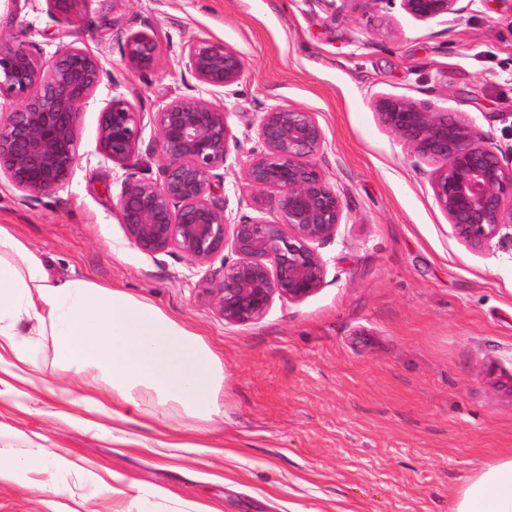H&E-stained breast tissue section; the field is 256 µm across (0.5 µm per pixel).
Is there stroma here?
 Listing matches in <instances>:
<instances>
[{"label": "stroma", "instance_id": "35a3bbf8", "mask_svg": "<svg viewBox=\"0 0 512 512\" xmlns=\"http://www.w3.org/2000/svg\"><path fill=\"white\" fill-rule=\"evenodd\" d=\"M151 34L160 67L125 68L119 39ZM0 35L51 57L73 43L109 74L81 111L79 161L68 181L31 202L0 178V225L60 277L78 275L152 300L201 333L224 365V412L123 423L127 444L69 424L53 389L65 375L44 350V386L0 392V428L28 445L69 449L84 470L160 486L210 512H451L484 463L512 457V248L475 251L435 205L432 169L376 120L377 95L429 101L474 120L512 147V0H475L453 23L399 9L332 17L317 0H79L68 14L45 0H0ZM219 40L245 60L232 91L187 73L182 48ZM141 116V161L157 139L153 114L170 99L226 105L240 145L224 166L230 210L251 213L244 170L268 107L314 112L319 159L347 197V222L321 254L325 283L304 300L274 299L248 326L224 322L205 268L152 258L131 245L114 209L124 172L98 150L113 94ZM174 443L172 456L135 447ZM39 475L0 482V512H114L122 497L86 503L80 485L47 504Z\"/></svg>", "mask_w": 512, "mask_h": 512}]
</instances>
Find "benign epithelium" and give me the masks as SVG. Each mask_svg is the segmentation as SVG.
Here are the masks:
<instances>
[{"mask_svg":"<svg viewBox=\"0 0 512 512\" xmlns=\"http://www.w3.org/2000/svg\"><path fill=\"white\" fill-rule=\"evenodd\" d=\"M341 2L363 15L397 4L415 20L446 23L473 0ZM120 53L135 75L160 63L157 42L145 31L123 36ZM183 57L191 77L211 91L238 84L246 68L221 41H190ZM105 77L99 59L79 46L63 45L45 60L0 37V98L19 101L0 119V175L28 200L68 180L79 160L82 107ZM372 107L416 162L434 166V202L460 241L473 250L496 237L512 244V149L503 151L473 120L431 102L378 95ZM227 116L225 107L199 97H175L155 112L157 179L135 173L141 121L121 94L99 113L98 145L127 171L115 210L129 241L153 258L177 252L200 267L221 258L206 291L225 322L247 326L261 320L275 298L302 301L323 286L327 266L319 248L336 240L347 203L318 162L325 134L316 114L273 106L258 119L244 171L258 215L230 218L227 199L214 191L219 170L238 147Z\"/></svg>","mask_w":512,"mask_h":512,"instance_id":"obj_1","label":"benign epithelium"}]
</instances>
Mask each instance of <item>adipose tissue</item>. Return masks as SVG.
Returning <instances> with one entry per match:
<instances>
[{
  "label": "adipose tissue",
  "mask_w": 512,
  "mask_h": 512,
  "mask_svg": "<svg viewBox=\"0 0 512 512\" xmlns=\"http://www.w3.org/2000/svg\"><path fill=\"white\" fill-rule=\"evenodd\" d=\"M68 378L55 393L66 418L88 430L170 411L210 420L224 400V368L206 339L149 300L82 277L54 275L44 258L0 225V365L24 381L45 348ZM77 465L65 448L35 445L0 456V482L43 474L46 497L65 495ZM452 512H512V458L485 464Z\"/></svg>",
  "instance_id": "adipose-tissue-1"
}]
</instances>
